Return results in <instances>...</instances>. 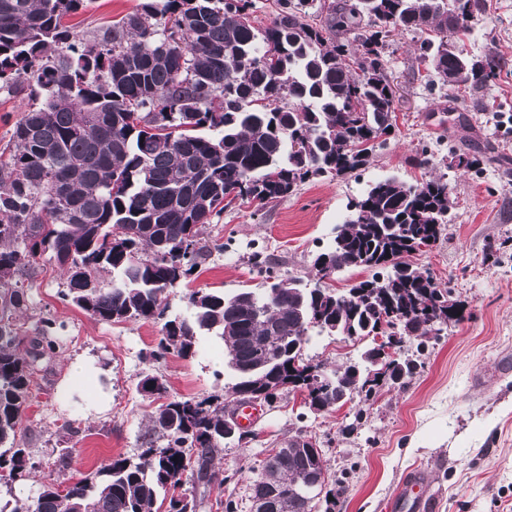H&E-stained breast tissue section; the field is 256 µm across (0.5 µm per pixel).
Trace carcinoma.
<instances>
[{
	"instance_id": "obj_1",
	"label": "carcinoma",
	"mask_w": 512,
	"mask_h": 512,
	"mask_svg": "<svg viewBox=\"0 0 512 512\" xmlns=\"http://www.w3.org/2000/svg\"><path fill=\"white\" fill-rule=\"evenodd\" d=\"M86 3L0 0V90L28 99L0 149V488L10 494L40 468L24 411L34 374L56 355V322L38 319L33 336L12 323L26 308L13 280L39 255L64 272V296L97 320L161 324L151 359L189 357L207 332L223 341L236 381L223 395L159 405L151 422L161 444L67 484L50 473L33 500L0 502V512H154L160 493L187 484L169 510L199 512L197 486L211 482L224 449L228 406L251 397L257 371L302 381L297 391L322 410L416 373L420 363L395 351L371 379L368 358L383 350L376 327L391 312L403 313L402 335L427 339L447 310L449 291L406 257L441 235L450 190L442 176L377 180L349 205L313 285L193 290L191 314L171 319L167 292L205 256L202 227L236 202L259 211L312 178L367 165L395 127L385 52L395 32L428 35L421 58L450 86L474 91L499 62L486 56L479 66L458 47L476 0H278L263 30L250 0H139L90 39L67 22ZM351 34L352 54L343 42ZM116 224L134 235L112 237ZM351 267L373 274L336 293L327 280ZM313 330L371 339L359 369L294 366V348ZM140 389L167 393L154 375ZM267 460L272 471L253 481L251 500L264 512H316L319 494L300 479L325 483L322 450L298 436Z\"/></svg>"
}]
</instances>
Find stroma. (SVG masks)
<instances>
[{
    "label": "stroma",
    "mask_w": 512,
    "mask_h": 512,
    "mask_svg": "<svg viewBox=\"0 0 512 512\" xmlns=\"http://www.w3.org/2000/svg\"><path fill=\"white\" fill-rule=\"evenodd\" d=\"M136 3L92 0L70 22L90 35ZM478 4L479 23L464 49L501 62L484 89L463 96L439 80L426 84L417 36H395L387 75L396 88V131L387 145L364 168L311 179L262 211L248 204L225 209L202 231L207 258L168 295L171 312L185 315L190 289L230 294L266 281L312 279L313 262L347 218L349 202L373 181L396 176L414 183L442 175L452 199L448 224L409 260L450 288L464 320L444 326L426 346L408 340L418 352L416 374L360 401L362 416L346 406L315 414L300 394L280 392L262 405L253 440L226 446L215 459L218 481L208 489L210 498L234 499L238 512H251L254 466L270 449L302 436L323 450L334 481L332 512H391L394 492L415 470L426 473L423 494L437 512H512V0ZM424 150L433 156L432 169L412 163ZM455 152L476 156L479 166L450 167ZM256 252L266 256V267L252 264ZM22 283L28 308L14 319L21 335H31L42 316L60 327L61 348L25 411L35 460L48 470L68 455L60 479L91 475L154 440L149 416L159 401L140 392L145 375L162 377L169 396L178 398L221 394L233 380L221 342L210 335L199 338L193 357L150 359L159 324L91 317L63 296L65 279L47 256L37 257ZM361 349L340 336L315 335L305 353L331 368L356 359ZM79 360L91 363L96 377L82 393L64 395L61 386ZM100 391L109 400L99 409L90 397Z\"/></svg>",
    "instance_id": "35a3bbf8"
}]
</instances>
